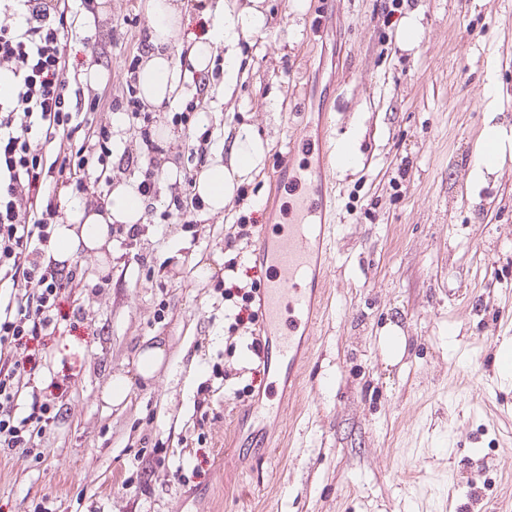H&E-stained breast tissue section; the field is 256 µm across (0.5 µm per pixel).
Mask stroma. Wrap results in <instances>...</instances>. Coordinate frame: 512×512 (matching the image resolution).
<instances>
[{
  "label": "stroma",
  "mask_w": 512,
  "mask_h": 512,
  "mask_svg": "<svg viewBox=\"0 0 512 512\" xmlns=\"http://www.w3.org/2000/svg\"><path fill=\"white\" fill-rule=\"evenodd\" d=\"M145 4L94 0L70 41L85 97L106 103L90 118L112 133L116 185L138 184L147 155L124 110L107 106L152 47ZM211 5L189 0L167 47L182 93L150 108L153 214L136 236L113 233L106 260L78 254L83 317L35 348V388L70 385L34 448L0 453V512H512V380L494 361L512 344V157L484 182L470 175L488 72L492 117L512 127V0H337L324 29L325 0L301 13L264 0L266 26L240 40L231 86L223 54L202 78L186 58L215 22ZM412 13L423 33L409 48L397 31ZM191 101L193 120L176 122ZM322 112L329 143L358 130L359 162L335 173L331 288L299 404L260 424L252 408L283 384L250 375L251 331L234 327L214 275L235 256L253 270L251 244L227 245L232 226L242 215L282 223L289 195L272 194L270 175ZM244 128L264 155L223 213L164 221L173 194L195 191L182 180L185 143L207 130L227 148ZM392 325L407 341L395 364L378 343ZM156 344L164 362L142 378L136 354ZM118 375L129 391L116 406L104 391Z\"/></svg>",
  "instance_id": "1"
}]
</instances>
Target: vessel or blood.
Segmentation results:
<instances>
[{"label":"vessel or blood","instance_id":"vessel-or-blood-1","mask_svg":"<svg viewBox=\"0 0 512 512\" xmlns=\"http://www.w3.org/2000/svg\"><path fill=\"white\" fill-rule=\"evenodd\" d=\"M331 168V152L325 149L319 169L307 165L302 175L292 176L287 224L262 225L257 241L258 264L266 270L261 310L266 328L275 333V348L266 361L292 384L306 371L305 338L299 329L312 327L317 318L316 298L331 260Z\"/></svg>","mask_w":512,"mask_h":512}]
</instances>
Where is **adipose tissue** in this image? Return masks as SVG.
Instances as JSON below:
<instances>
[{"mask_svg":"<svg viewBox=\"0 0 512 512\" xmlns=\"http://www.w3.org/2000/svg\"><path fill=\"white\" fill-rule=\"evenodd\" d=\"M184 0H148L153 44L138 72V85L145 103L158 105L175 101L182 90L181 73L164 47L178 33ZM214 13L217 22L190 46L188 58L193 70L204 71L218 46H225L224 82L234 84L238 60L233 52L240 39L259 33L265 25V14L259 5L239 10L229 0H217ZM231 162L217 159L201 172L196 190L210 213L222 212L234 193L237 177L249 174L261 160L262 145L249 132L235 137ZM512 153V129L497 123H486L481 133L473 178L500 168L507 154ZM145 202L134 187L120 184L111 192L102 208L87 209L76 205L67 223L56 225L51 254L61 263L74 260L79 252L105 258L112 247L110 227L114 224H140L144 221Z\"/></svg>","mask_w":512,"mask_h":512,"instance_id":"1","label":"adipose tissue"}]
</instances>
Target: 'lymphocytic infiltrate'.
<instances>
[{
    "mask_svg": "<svg viewBox=\"0 0 512 512\" xmlns=\"http://www.w3.org/2000/svg\"><path fill=\"white\" fill-rule=\"evenodd\" d=\"M75 23L69 0H0V68L14 79L0 98V451L32 448L57 417L54 401L36 393L28 415L17 413L35 374L26 353L58 331L61 301L81 284L46 248L62 194L96 208L103 196L89 193L86 174L110 181L112 133L89 124L95 101L76 107L83 90L68 75Z\"/></svg>",
    "mask_w": 512,
    "mask_h": 512,
    "instance_id": "obj_1",
    "label": "lymphocytic infiltrate"
}]
</instances>
